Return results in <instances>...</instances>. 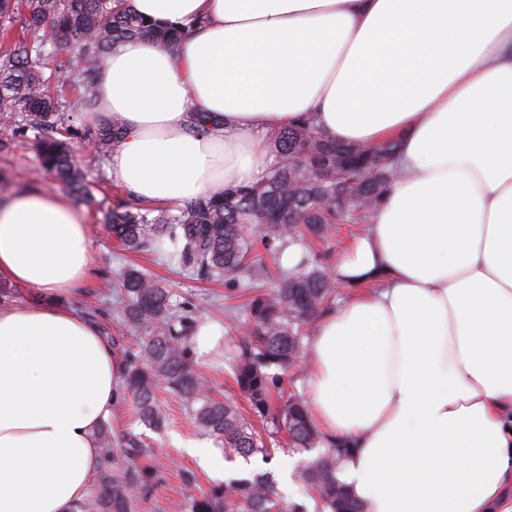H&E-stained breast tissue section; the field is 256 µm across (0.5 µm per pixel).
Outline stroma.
<instances>
[{"mask_svg":"<svg viewBox=\"0 0 512 512\" xmlns=\"http://www.w3.org/2000/svg\"><path fill=\"white\" fill-rule=\"evenodd\" d=\"M76 124L84 129L85 134L74 140L73 154L93 195L87 199L76 198L75 203L87 211L96 260L95 275L85 283L74 300L78 309L97 321L114 348L130 346L134 337L118 322L115 312V281L121 268L132 265L163 281L177 293L192 298L199 320L228 326L229 317L238 301L225 298L223 283L186 278L175 262L153 254L124 251L113 239L103 222L101 206L121 205L132 210L137 208L138 202L112 180L107 161L98 160L95 136L90 132L91 122L80 118ZM39 167V159L30 148L18 150L6 157L0 156V175L10 179L13 188L18 190L51 186L50 178L39 176ZM231 349L232 344L227 341L210 354L196 356L195 361L215 390L234 398L238 392L234 387L228 359ZM162 401L170 419L164 432L146 431L137 419L131 397L126 394L120 397L117 408H114L107 422L109 429L116 435L127 431L146 433L151 447L149 454L122 461L123 466L136 470L148 466L156 469L152 487L140 495L133 506V512H185L193 496L219 484L220 470L233 472L235 478L240 479L262 473L273 474L287 464L294 467L292 480L288 485L279 486V493L286 501L303 505L307 512H313L315 501L302 473L316 452L297 451L280 445L273 447L267 457L256 454L247 458L238 455L228 458L212 438L200 435L174 397L166 394ZM189 440L203 446V456H210V465H203L202 457L191 456L184 451L182 444Z\"/></svg>","mask_w":512,"mask_h":512,"instance_id":"1","label":"stroma"}]
</instances>
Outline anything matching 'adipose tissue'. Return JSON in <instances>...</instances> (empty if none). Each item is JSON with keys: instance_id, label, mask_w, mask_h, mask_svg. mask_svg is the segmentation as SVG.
Segmentation results:
<instances>
[{"instance_id": "ef3b65f1", "label": "adipose tissue", "mask_w": 512, "mask_h": 512, "mask_svg": "<svg viewBox=\"0 0 512 512\" xmlns=\"http://www.w3.org/2000/svg\"><path fill=\"white\" fill-rule=\"evenodd\" d=\"M190 25L110 49L95 123L126 128L113 180L177 207L263 181L274 134L397 146L398 179L336 264L306 399L365 512H512V0H131ZM206 112L208 131L190 127ZM83 208L0 203V512H75L101 468L121 365L69 303L91 274Z\"/></svg>"}]
</instances>
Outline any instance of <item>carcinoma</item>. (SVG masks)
Instances as JSON below:
<instances>
[{
	"instance_id": "1",
	"label": "carcinoma",
	"mask_w": 512,
	"mask_h": 512,
	"mask_svg": "<svg viewBox=\"0 0 512 512\" xmlns=\"http://www.w3.org/2000/svg\"><path fill=\"white\" fill-rule=\"evenodd\" d=\"M186 26L157 24L137 13L128 0H0V153L18 147L17 136L35 134L43 171L83 197L91 196L75 167L67 139L77 116L47 87L46 61L56 55V80L77 90L79 112L96 111L97 79L111 46L143 37L177 44ZM126 129L117 120L97 131L98 149H118ZM276 162L259 183L219 187L176 209L145 205L114 208L105 215L116 239L134 253L162 249L191 278L224 282L230 292L270 278L258 251L273 256L298 245L302 255L281 271L279 287L253 296L236 329L232 378L248 403L218 400L195 363L190 344L198 325L196 307L134 266L119 275L122 324L138 334L136 349L123 353L125 391L141 422L160 430L167 417L157 392L168 391L198 431L223 449L249 457L268 451L267 440L285 435L290 448L310 451L323 436L313 426L305 398L285 385L288 368L302 357V340L336 297V278L321 266L332 253L336 225L368 214L398 177L395 146L378 149L340 144L323 135L310 117L280 129ZM326 246L315 257L307 245ZM102 467L93 492L76 512H131L147 474L120 468L118 454L146 452L141 436L99 431ZM345 449L337 444L310 461L305 479L315 492L316 512H364L338 480ZM189 512H302L283 499L269 478L232 480L191 499Z\"/></svg>"
}]
</instances>
